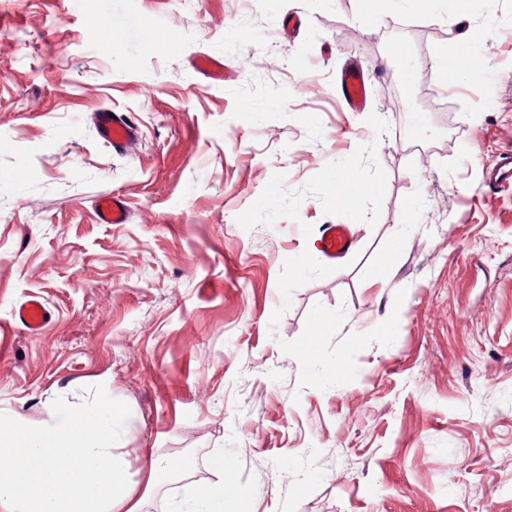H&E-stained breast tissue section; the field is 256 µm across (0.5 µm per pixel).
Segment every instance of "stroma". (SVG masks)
<instances>
[{
  "label": "stroma",
  "instance_id": "obj_1",
  "mask_svg": "<svg viewBox=\"0 0 512 512\" xmlns=\"http://www.w3.org/2000/svg\"><path fill=\"white\" fill-rule=\"evenodd\" d=\"M0 139V413L104 387L138 512H512V0H0ZM341 94L345 105L354 112L361 111L366 102L367 85L364 70L353 68L341 74ZM97 131L116 152L124 150L133 135L130 122L110 110H101L97 113ZM501 160L492 166L487 174L489 184L511 187L512 186V154L510 151L501 154ZM96 213L98 222L101 224H123L126 218V208L123 202L115 196L101 198ZM320 245L322 252L330 259L348 253L354 245L347 224H327L323 228ZM47 319V310L42 300L32 296L13 312V324H21L29 332L37 333ZM198 503V508L196 504ZM226 503L230 510H226L228 512H243L245 511L241 507V500L237 497H229L224 492V481L216 482L207 486L198 492L195 496V500L192 506H190L191 510H179L177 512H223Z\"/></svg>",
  "mask_w": 512,
  "mask_h": 512
}]
</instances>
